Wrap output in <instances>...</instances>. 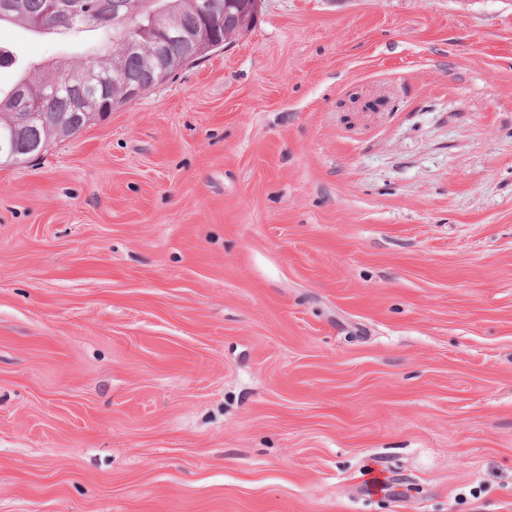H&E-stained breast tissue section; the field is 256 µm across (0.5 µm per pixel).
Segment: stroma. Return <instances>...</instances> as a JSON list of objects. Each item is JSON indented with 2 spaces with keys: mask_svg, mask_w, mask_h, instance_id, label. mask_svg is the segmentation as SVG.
I'll return each instance as SVG.
<instances>
[{
  "mask_svg": "<svg viewBox=\"0 0 512 512\" xmlns=\"http://www.w3.org/2000/svg\"><path fill=\"white\" fill-rule=\"evenodd\" d=\"M0 512H512V0H264L0 167Z\"/></svg>",
  "mask_w": 512,
  "mask_h": 512,
  "instance_id": "stroma-1",
  "label": "stroma"
}]
</instances>
